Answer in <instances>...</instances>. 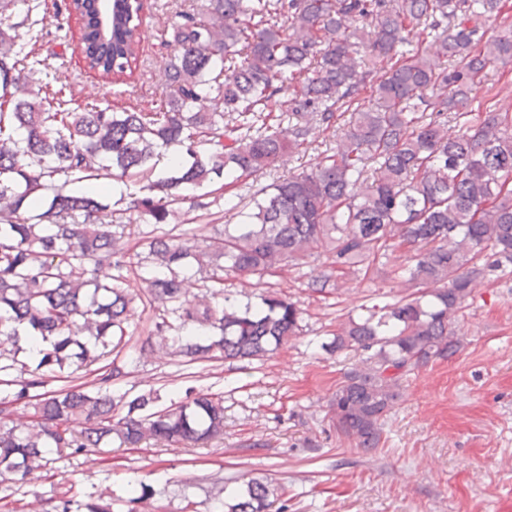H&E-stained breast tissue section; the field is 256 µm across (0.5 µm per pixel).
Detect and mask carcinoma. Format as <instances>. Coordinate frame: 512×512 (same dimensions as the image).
Returning a JSON list of instances; mask_svg holds the SVG:
<instances>
[{
  "mask_svg": "<svg viewBox=\"0 0 512 512\" xmlns=\"http://www.w3.org/2000/svg\"><path fill=\"white\" fill-rule=\"evenodd\" d=\"M70 9L86 67L124 79L142 3ZM32 10L0 0V482L115 438L191 451L224 437L221 396L190 389L160 409L155 390L114 393L117 368L76 382L122 345L135 300L159 310L152 335L171 356L260 361L303 333L302 310L275 291L241 308L224 275L261 279L324 254L331 273L311 283L322 291L407 248L398 270L417 292L361 306L330 343L356 358L329 399L336 437L375 452L403 382L460 352L459 312L488 271L512 263V120L488 111L473 122L464 111L488 71L512 61L511 28L478 48L479 20L500 0H207L173 28L153 112L67 108L37 52ZM418 28L427 46L400 50ZM289 89L300 122L274 127L267 120ZM339 112L350 117L336 151L254 192L239 223L209 236L169 223L192 192L276 166ZM451 120L461 124L454 136ZM104 180L123 183L118 200L95 188ZM137 220L149 226L148 251L136 255L151 266L141 295L113 274L130 258L123 239ZM192 269L205 300L186 288ZM23 334L45 343L32 365L19 357ZM50 378L70 385L38 392ZM277 501L268 479L250 478L228 512H287ZM114 505L64 494L52 512Z\"/></svg>",
  "mask_w": 512,
  "mask_h": 512,
  "instance_id": "cac0c4a2",
  "label": "carcinoma"
}]
</instances>
